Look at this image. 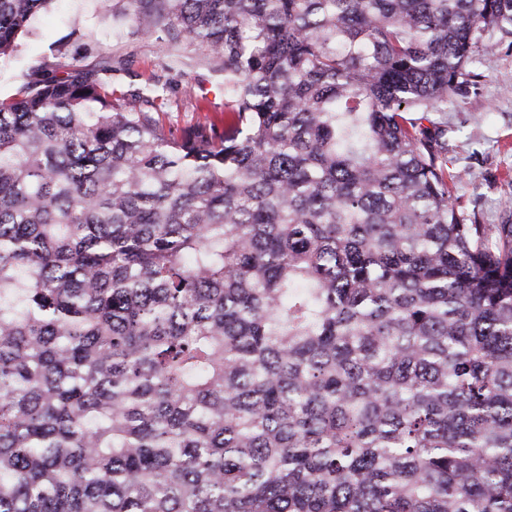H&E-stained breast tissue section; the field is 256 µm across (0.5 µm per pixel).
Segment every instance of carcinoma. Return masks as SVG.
<instances>
[{
	"mask_svg": "<svg viewBox=\"0 0 512 512\" xmlns=\"http://www.w3.org/2000/svg\"><path fill=\"white\" fill-rule=\"evenodd\" d=\"M52 0H0V57ZM224 111L0 99V512H512V224L448 102L512 0H113Z\"/></svg>",
	"mask_w": 512,
	"mask_h": 512,
	"instance_id": "obj_1",
	"label": "carcinoma"
}]
</instances>
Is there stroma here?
Wrapping results in <instances>:
<instances>
[{
    "instance_id": "1",
    "label": "stroma",
    "mask_w": 512,
    "mask_h": 512,
    "mask_svg": "<svg viewBox=\"0 0 512 512\" xmlns=\"http://www.w3.org/2000/svg\"><path fill=\"white\" fill-rule=\"evenodd\" d=\"M123 58L125 84L139 87L158 77L167 87L168 123L183 127L195 118V101L206 98L223 111L222 80L200 55H172L156 37L113 26L102 0H52L33 19L17 50L0 58V96H10L33 74L59 77L76 66L111 68ZM477 90L448 106V170L455 173L452 199L465 219L482 224L512 220V37L503 36L484 56Z\"/></svg>"
}]
</instances>
